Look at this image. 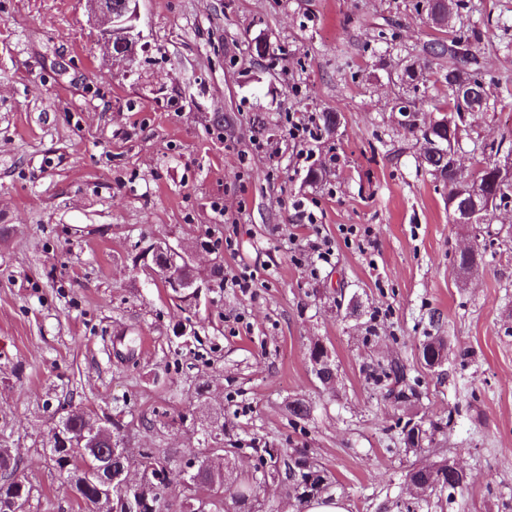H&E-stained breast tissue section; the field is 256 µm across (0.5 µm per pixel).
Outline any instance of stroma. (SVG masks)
Wrapping results in <instances>:
<instances>
[{
  "label": "stroma",
  "mask_w": 512,
  "mask_h": 512,
  "mask_svg": "<svg viewBox=\"0 0 512 512\" xmlns=\"http://www.w3.org/2000/svg\"><path fill=\"white\" fill-rule=\"evenodd\" d=\"M415 2L140 0L125 60L85 0H0V447L34 487L30 512H79L46 454L72 409L119 421L127 448L230 449L235 474L267 471L273 512L296 502L264 448L307 449L349 512H400L409 465L446 449L464 501L416 512H512V238L460 280L454 254L484 239L450 222L394 123L391 75L435 35ZM482 4L480 64L512 87V0ZM391 25L396 41H374ZM322 110L340 112L336 134L289 137L288 113ZM468 121L467 167L479 141L512 140V96ZM311 166L326 171L314 186ZM323 240L327 263L311 249ZM151 241L190 252L200 304L137 261ZM244 270L246 292L230 283ZM340 287L357 315L337 309ZM430 336L447 344L435 370ZM318 340L338 366L329 389ZM393 359L417 383L404 409L369 376ZM297 398L308 422L288 414ZM411 418L446 425L434 450L405 453L395 424ZM215 421L223 435L204 436ZM309 358L310 361H315L318 365V369L314 368V371H318L320 377L317 375L319 381L324 386H331L335 384L337 374H336V365L333 364L329 355L324 351L319 341L313 343L309 350Z\"/></svg>",
  "instance_id": "35a3bbf8"
}]
</instances>
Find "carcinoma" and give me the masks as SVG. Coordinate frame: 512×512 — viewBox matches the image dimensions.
<instances>
[{"label":"carcinoma","mask_w":512,"mask_h":512,"mask_svg":"<svg viewBox=\"0 0 512 512\" xmlns=\"http://www.w3.org/2000/svg\"><path fill=\"white\" fill-rule=\"evenodd\" d=\"M416 9L426 12L438 30L444 32V36L424 43L416 59L405 67L408 84L418 89L419 84L425 82L424 71L442 61L445 66L439 73V81L445 84L446 101L438 109L435 121L424 122L420 128L413 124L406 125L404 130L422 144L420 166L435 181L443 183L445 201L458 198L463 204L471 197L472 190L479 189L482 197L492 201L490 210L482 218V223L490 224L497 209L512 199V188L503 183L498 169L497 156L503 150L504 142L484 146L489 151V157L479 163L481 171L475 181L469 175L451 168L446 154L451 145H459L466 128L455 105L453 86L486 80L491 93L480 99L485 110L490 108L491 100L498 98L499 82L492 77L484 78L469 29L463 25L456 26V18L460 13L475 11L476 4L467 0H418ZM340 122L341 118L336 112H321L316 118L318 130L328 136L337 132ZM485 252L486 249L477 247L469 255L455 256V261L464 271H475L482 264ZM421 354L425 365L429 367L442 361L445 356L444 341L438 336L428 337L422 345ZM309 358L318 365L319 381L325 386L335 384L336 365L320 343L311 345ZM370 378L376 383L392 382V387L387 389V396L398 408L417 396L415 388L407 382L404 365L398 361L372 371ZM289 414L294 422L304 423L309 420L311 405L303 399H297L290 405ZM88 421L84 412L73 410L62 420L64 439H58L56 431H51V459L56 469L68 478L79 472L83 474L98 464L97 457L89 449L110 448L118 442L121 429L119 422H110L108 434L91 436L85 431ZM440 431L442 427L437 424L425 429L412 427L408 421L400 427L404 447L412 451L432 441ZM176 456L177 451L172 448H143L138 451L137 460L115 459L112 466L117 469L136 463L142 469L156 471L166 465H175ZM286 457L288 494L295 499L297 506H302L332 483L330 473L314 466L304 449L294 448ZM19 473L20 463L15 455L8 448H0V499L19 495L20 485L16 479ZM405 482L410 489L422 494L446 490L450 495L456 492L462 495L468 490V482L448 466L446 459L428 469L415 464L410 466ZM68 490L81 508L87 512H99L100 490L97 483L87 481L81 485L75 482L68 485ZM200 497L211 500L210 508L213 512H268L269 509V505L258 496L243 494L236 480L229 479L222 472H212L205 468L197 472L193 488L181 493L179 501L159 500L151 493L144 492L139 501V509L140 512H192L190 503L197 502Z\"/></svg>","instance_id":"carcinoma-1"}]
</instances>
